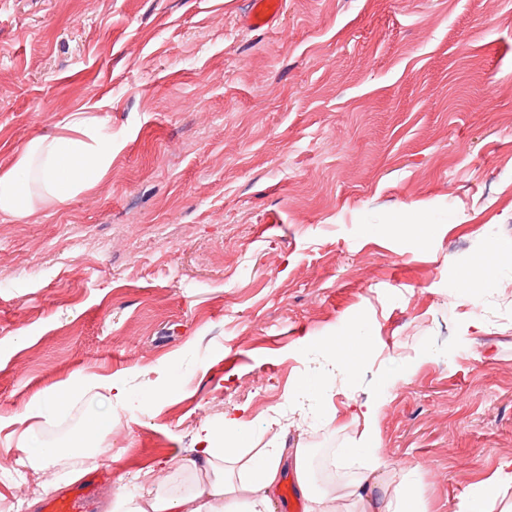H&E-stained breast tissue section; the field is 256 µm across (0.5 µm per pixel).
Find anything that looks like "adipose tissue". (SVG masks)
<instances>
[{
  "mask_svg": "<svg viewBox=\"0 0 512 512\" xmlns=\"http://www.w3.org/2000/svg\"><path fill=\"white\" fill-rule=\"evenodd\" d=\"M112 133L106 117L90 110L72 114L62 130L28 141L13 164L0 169V214L22 218L41 205H63L90 191L112 165ZM381 404L365 400L357 406L364 429L355 447L339 448L336 458L360 457L364 471L349 482L314 485L310 451L306 448H262L249 453L241 443L247 434L241 418L225 420L222 428L204 429L195 458L184 468L211 469L210 479L188 493L142 495L117 500V512H269L270 494L284 470H292L305 501V512H421L420 490L411 470L400 471L379 484L385 461L379 451L375 422ZM512 488V460H506L468 497L456 512H512V501L500 502Z\"/></svg>",
  "mask_w": 512,
  "mask_h": 512,
  "instance_id": "ef3b65f1",
  "label": "adipose tissue"
}]
</instances>
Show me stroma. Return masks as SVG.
<instances>
[{"instance_id": "stroma-1", "label": "stroma", "mask_w": 512, "mask_h": 512, "mask_svg": "<svg viewBox=\"0 0 512 512\" xmlns=\"http://www.w3.org/2000/svg\"><path fill=\"white\" fill-rule=\"evenodd\" d=\"M0 0V167L99 104L112 168L91 192L0 215V512H40L17 460L107 473L116 490L183 493L203 426L242 416L252 445L331 460L377 399L390 466L426 512H454L512 459V0ZM484 328L472 333L470 319ZM369 352L321 400L289 398L326 366L318 340ZM122 379L131 401L110 409ZM397 378L382 387L384 377ZM61 390L56 420L29 416ZM112 414L101 453L72 443ZM283 7L282 0H251L242 22L251 30H264L278 17ZM74 387H102L107 391L109 400L113 407L116 405L122 406L129 399V391L125 387L123 381L119 378H112V376H100L96 373L85 374L80 376L73 385Z\"/></svg>"}]
</instances>
